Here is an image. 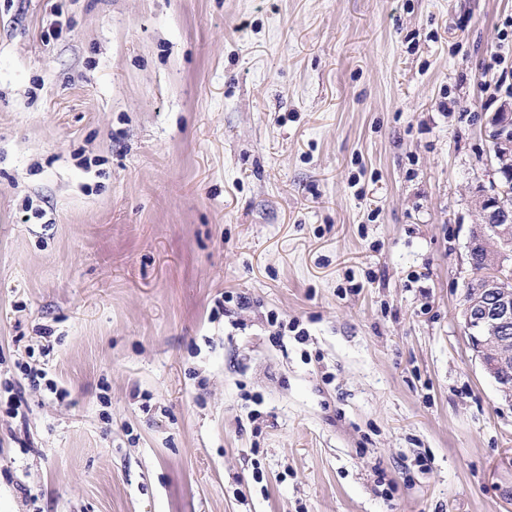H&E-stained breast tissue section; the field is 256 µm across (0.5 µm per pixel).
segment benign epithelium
<instances>
[{"label":"benign epithelium","mask_w":512,"mask_h":512,"mask_svg":"<svg viewBox=\"0 0 512 512\" xmlns=\"http://www.w3.org/2000/svg\"><path fill=\"white\" fill-rule=\"evenodd\" d=\"M496 171L512 157V138L493 139ZM479 205L486 206L483 211L485 223L480 225L481 236L470 237L468 248H484V263L493 270L512 267V238L491 224L495 213L494 202L486 194ZM485 299L463 300L461 318L467 335L469 348L478 360L484 374L494 383L500 396L512 402V377L503 378V373L512 372V361L504 355L490 358V348L495 343L512 340V282L509 280L488 281L485 286Z\"/></svg>","instance_id":"benign-epithelium-1"}]
</instances>
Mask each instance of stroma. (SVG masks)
I'll use <instances>...</instances> for the list:
<instances>
[{"label":"stroma","instance_id":"35a3bbf8","mask_svg":"<svg viewBox=\"0 0 512 512\" xmlns=\"http://www.w3.org/2000/svg\"><path fill=\"white\" fill-rule=\"evenodd\" d=\"M504 108L512 0H0V512H512ZM490 196L491 194L487 193L479 201L480 209L483 205H486V209L483 211V216L485 219L484 223L487 225L482 224L478 226L481 229V236H479V232H476L475 234L478 239L471 233L468 245L469 251L478 245L484 248V253L479 250L470 256L473 268L478 273L485 268L484 263L487 267L495 270V273L496 270L503 268L511 269L512 267L511 237L505 234V231H502L500 228H497V226H493L490 223L491 217L495 213L494 202L491 201ZM485 227H488L491 232L489 233L485 230ZM485 299H463L461 318L467 335L469 348L478 360L484 374L494 383L496 390L507 402H512V359L506 355H492L493 343L511 341L512 331V287L511 280H489L484 287ZM489 336H487V335ZM510 354L511 344L506 348ZM494 356L495 359L489 357ZM510 365V366H509ZM510 371L507 381L504 372Z\"/></svg>","mask_w":512,"mask_h":512}]
</instances>
